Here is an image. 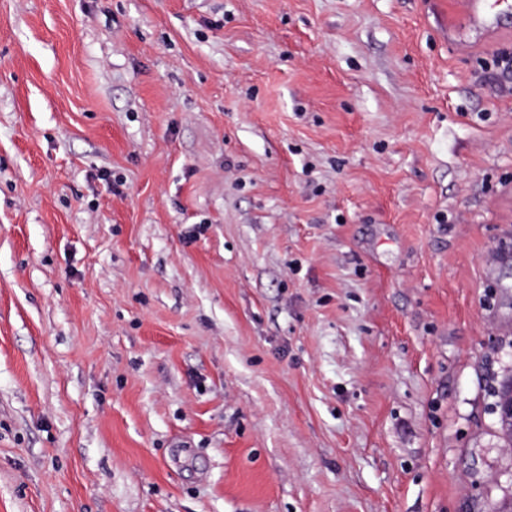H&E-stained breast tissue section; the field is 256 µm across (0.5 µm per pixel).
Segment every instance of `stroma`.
<instances>
[{
    "instance_id": "obj_1",
    "label": "stroma",
    "mask_w": 512,
    "mask_h": 512,
    "mask_svg": "<svg viewBox=\"0 0 512 512\" xmlns=\"http://www.w3.org/2000/svg\"><path fill=\"white\" fill-rule=\"evenodd\" d=\"M0 0V512H498L512 18Z\"/></svg>"
}]
</instances>
